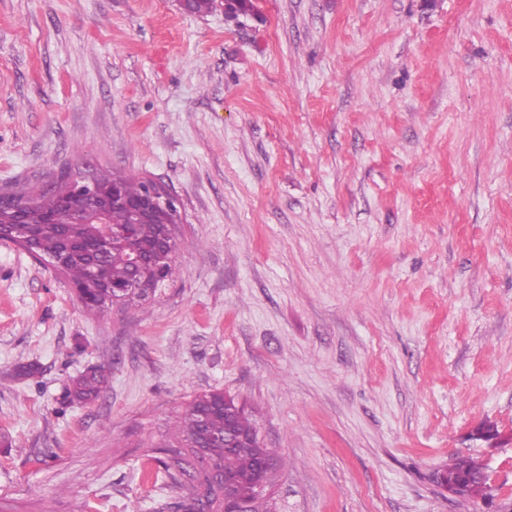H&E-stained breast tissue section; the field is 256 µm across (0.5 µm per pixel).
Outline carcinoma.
<instances>
[{
	"mask_svg": "<svg viewBox=\"0 0 512 512\" xmlns=\"http://www.w3.org/2000/svg\"><path fill=\"white\" fill-rule=\"evenodd\" d=\"M219 5L224 7V14L230 19L251 9L246 0L237 5H227L224 0H196L192 12L209 13ZM91 178L100 187L121 184L130 198L140 197L147 189L145 181L102 170L93 172ZM29 198L32 203L29 216L34 219L54 215L61 209V197L51 187L30 194ZM64 231L62 224L30 225L33 251L42 262L50 263L54 257H62V273L77 288V299L87 312L103 316L114 306L146 302L178 272V250L175 247L159 264L146 260L133 267L127 260L128 250L156 244L159 234L156 224H134L129 234L111 244L103 242L96 247L90 245V241L96 239L90 226H74L73 239L67 244L63 241ZM94 266L101 267L114 286L124 288L137 284L145 290L133 291L127 294L126 300L119 301L112 295V289L89 286L90 270ZM104 381L103 368L89 367L72 381L66 400L92 401L98 397ZM203 433L221 439L232 435L231 447L214 443L206 451L209 462L224 468L235 478L229 485L228 496L247 503L251 512H275L276 505L270 493L273 473H268L263 484L256 478L258 460L270 450L265 448L255 421L245 406L219 390L197 395L177 416L170 439L160 449L164 457L156 459V462L165 472L175 496L174 502L164 505L159 512H184L188 509L189 493L207 481V476L196 467L191 457V448ZM487 483L484 465L471 457L454 460L440 474V485L457 494L479 495L485 491Z\"/></svg>",
	"mask_w": 512,
	"mask_h": 512,
	"instance_id": "cac0c4a2",
	"label": "carcinoma"
}]
</instances>
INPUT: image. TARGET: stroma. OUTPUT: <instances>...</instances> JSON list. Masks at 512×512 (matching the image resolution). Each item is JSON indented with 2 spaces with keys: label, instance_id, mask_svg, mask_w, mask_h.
I'll return each instance as SVG.
<instances>
[{
  "label": "stroma",
  "instance_id": "1",
  "mask_svg": "<svg viewBox=\"0 0 512 512\" xmlns=\"http://www.w3.org/2000/svg\"><path fill=\"white\" fill-rule=\"evenodd\" d=\"M93 169L178 198L180 271L99 317L0 240V512H157L216 389L279 512H512V0H0V189ZM225 1H218V0H196V3L194 4V9H191L190 12L192 13H209L217 8L218 5L224 6V14L227 18L234 19L236 18L240 13H246L251 9V6H249L245 1H241L237 6L225 4ZM105 381L104 369L92 366L81 372L68 388L69 402H89L96 399ZM488 476L477 459L457 458L440 474V485L457 494H482L487 488Z\"/></svg>",
  "mask_w": 512,
  "mask_h": 512
}]
</instances>
